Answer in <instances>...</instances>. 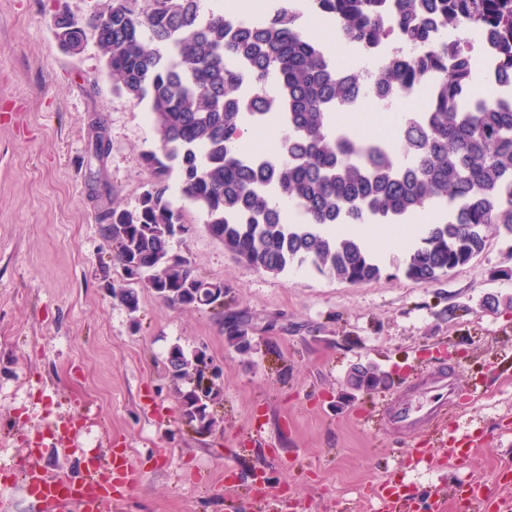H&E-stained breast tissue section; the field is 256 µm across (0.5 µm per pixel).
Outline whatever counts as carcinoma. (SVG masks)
<instances>
[{
  "instance_id": "cac0c4a2",
  "label": "carcinoma",
  "mask_w": 512,
  "mask_h": 512,
  "mask_svg": "<svg viewBox=\"0 0 512 512\" xmlns=\"http://www.w3.org/2000/svg\"><path fill=\"white\" fill-rule=\"evenodd\" d=\"M336 28L373 80L304 33L306 15ZM112 75L113 90L146 104L159 146L144 154L153 180L134 210L105 209V237L119 265L144 272L138 286L170 305L195 308L199 274L170 252L175 226L187 224L170 197L178 173L182 196L200 208L208 233L249 265L279 274L309 261L341 281L378 280L382 267L355 234L338 224H400L430 212L420 245L405 261L408 277L434 281L472 262L488 235L512 239V93L475 91L478 57L442 31H487L499 72L512 74V0H273L247 25L203 0H104L85 23L56 22L58 42L78 53L85 26ZM400 40L410 50L382 55ZM406 89L426 90L424 110L408 113L400 141L362 137L337 124L336 111L366 97L382 103ZM287 131L274 155L245 157L248 127ZM299 213L293 223L274 203ZM137 310L135 288H112ZM224 331L247 345L245 320L224 317ZM200 356L172 346L166 368L174 386L191 379ZM376 366H357L355 390L388 385ZM184 418L211 428L218 392L178 390Z\"/></svg>"
}]
</instances>
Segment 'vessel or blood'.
<instances>
[{
    "label": "vessel or blood",
    "mask_w": 512,
    "mask_h": 512,
    "mask_svg": "<svg viewBox=\"0 0 512 512\" xmlns=\"http://www.w3.org/2000/svg\"><path fill=\"white\" fill-rule=\"evenodd\" d=\"M424 383L439 391V399L426 407L389 405L385 411L389 427L408 435L424 425L440 422L447 407L457 406V385L450 372L435 369ZM88 470L86 478L71 481L50 476L33 466L25 472L23 489L43 504L46 512H102L104 503L121 504L138 481V473L124 448L111 450L105 461L90 463ZM467 490L469 512H512V500L489 497L481 482L470 483ZM372 496L378 502L379 512H409L410 505L396 480L376 485Z\"/></svg>",
    "instance_id": "b4317fda"
}]
</instances>
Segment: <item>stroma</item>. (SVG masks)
Instances as JSON below:
<instances>
[{"mask_svg":"<svg viewBox=\"0 0 512 512\" xmlns=\"http://www.w3.org/2000/svg\"><path fill=\"white\" fill-rule=\"evenodd\" d=\"M102 0H0V469L37 461L81 479L88 459L127 448L140 477L121 509L103 512H370L364 496L403 482L418 512H455L461 482L504 495L512 466V241L489 237L470 264L432 282L403 273L407 248L371 246L380 280L350 284L305 265L268 273L227 251L185 204L190 233L171 252L224 283L226 307L248 320L234 346L221 310L172 306L147 289L129 311L112 295L122 270L100 211L135 209L152 181L155 148L144 105L114 92L94 36L82 52L56 41L59 9L87 18ZM110 147L96 156L99 136ZM503 304L485 308L488 296ZM220 366L213 430L182 420L166 372L172 346ZM372 364L387 388L355 391L354 366ZM450 369L460 411L421 429L434 449L407 465L405 436L383 408L427 404L419 377ZM37 436L30 454L23 437ZM471 454L448 465L449 438Z\"/></svg>","mask_w":512,"mask_h":512,"instance_id":"35a3bbf8","label":"stroma"}]
</instances>
